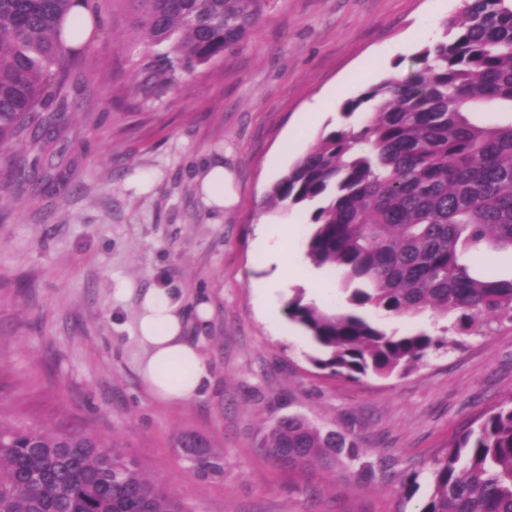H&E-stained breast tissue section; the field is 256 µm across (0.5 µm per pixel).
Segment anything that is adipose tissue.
Listing matches in <instances>:
<instances>
[{"mask_svg":"<svg viewBox=\"0 0 512 512\" xmlns=\"http://www.w3.org/2000/svg\"><path fill=\"white\" fill-rule=\"evenodd\" d=\"M208 321L207 301L186 309L182 300L156 289L146 292L139 307L137 337L143 348L139 377L156 399L167 404H187L201 397L210 365L198 345L186 334L188 316Z\"/></svg>","mask_w":512,"mask_h":512,"instance_id":"1","label":"adipose tissue"}]
</instances>
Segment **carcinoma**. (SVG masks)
<instances>
[{
    "mask_svg": "<svg viewBox=\"0 0 512 512\" xmlns=\"http://www.w3.org/2000/svg\"><path fill=\"white\" fill-rule=\"evenodd\" d=\"M103 25L104 0H0V158L31 157L3 171L13 198L59 195L70 173L53 164L69 142L67 70L89 46L68 47L62 25L75 2ZM146 48L167 43L144 92L162 96L170 73L224 57L263 14L266 0H128ZM443 37L416 56L409 75L385 78L346 102L356 123L321 136L266 196L270 206L308 207L307 257L338 275L347 306L303 297L285 312L316 345L312 363L357 382L406 373L450 343L512 326V278L487 279L474 258L512 249V0H461ZM449 325L388 332L380 319L426 311ZM189 470L224 476V453L195 432L178 437ZM262 448L283 465L360 459L354 436L294 413L267 428ZM0 512H192L146 478L116 445L75 427H47L0 412ZM418 512H512V390L448 442L430 469Z\"/></svg>",
    "mask_w": 512,
    "mask_h": 512,
    "instance_id": "1",
    "label": "carcinoma"
}]
</instances>
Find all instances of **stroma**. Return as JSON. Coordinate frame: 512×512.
Returning <instances> with one entry per match:
<instances>
[{"mask_svg":"<svg viewBox=\"0 0 512 512\" xmlns=\"http://www.w3.org/2000/svg\"><path fill=\"white\" fill-rule=\"evenodd\" d=\"M460 6L270 0L224 58L177 72L154 97L142 90L151 54L136 41L127 0H105L104 27L66 81L79 89L67 114L79 147L67 191L20 202L0 191V409L111 441L196 512H416L433 459L512 390V329L469 337L403 377L353 383L317 369L315 344L284 307L315 283L318 306L344 308L347 294L306 261L307 213L265 197L343 125L347 100L409 74ZM216 157L234 197L220 213L197 183ZM280 244L307 275L258 297L265 253ZM151 289L212 307L207 323L187 328L211 365L192 403L158 401L139 378L136 322ZM292 412L362 437L369 479L345 459L329 471L272 461L265 426ZM184 431L223 449V478L188 471L176 448Z\"/></svg>","mask_w":512,"mask_h":512,"instance_id":"stroma-1","label":"stroma"}]
</instances>
